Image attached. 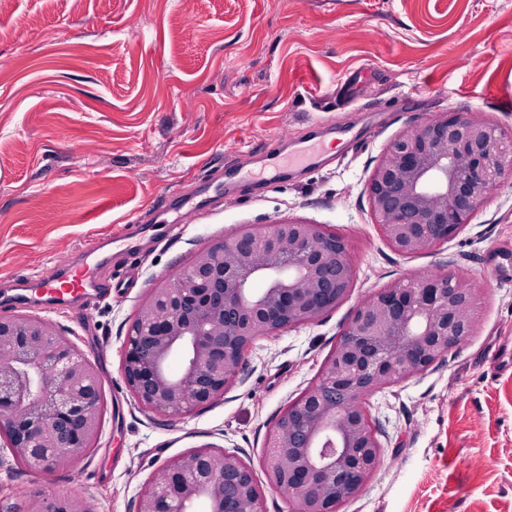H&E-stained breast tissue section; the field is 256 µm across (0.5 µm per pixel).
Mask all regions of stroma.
Here are the masks:
<instances>
[{
	"mask_svg": "<svg viewBox=\"0 0 512 512\" xmlns=\"http://www.w3.org/2000/svg\"><path fill=\"white\" fill-rule=\"evenodd\" d=\"M512 0H0V295L130 224H179L135 264L137 288L80 308L0 298L1 316L57 322L98 370L94 448L45 473L0 439V512L46 491L134 512L153 471L197 448L238 455L265 512H295L263 466L267 436L316 381L356 310L399 279L472 286V336L368 395L379 463L339 512H512V178L433 249L393 250L366 183L390 141L467 108L512 130ZM335 128L328 161L263 187L284 140ZM326 225L354 280L319 320L256 338L214 403L165 416L122 376L126 336L155 288L201 250L275 220Z\"/></svg>",
	"mask_w": 512,
	"mask_h": 512,
	"instance_id": "stroma-1",
	"label": "stroma"
}]
</instances>
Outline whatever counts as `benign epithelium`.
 Returning <instances> with one entry per match:
<instances>
[{
  "label": "benign epithelium",
  "instance_id": "7a95c632",
  "mask_svg": "<svg viewBox=\"0 0 512 512\" xmlns=\"http://www.w3.org/2000/svg\"><path fill=\"white\" fill-rule=\"evenodd\" d=\"M512 176V137L478 113L442 112L384 150L366 193L382 237L413 255L455 237L491 188ZM354 271L343 237L321 224L276 220L196 255L137 314L123 378L145 410L182 415L224 396L260 335L319 320L347 295ZM472 289L451 273L397 280L366 300L319 377L269 435L264 466L297 512H338L375 470L381 446L366 395L424 372L474 331ZM341 398H336V395ZM100 378L58 325L0 316V428L13 458L55 471L92 447ZM28 512H89L37 492ZM136 512H264L250 467L199 448L159 466Z\"/></svg>",
  "mask_w": 512,
  "mask_h": 512
}]
</instances>
